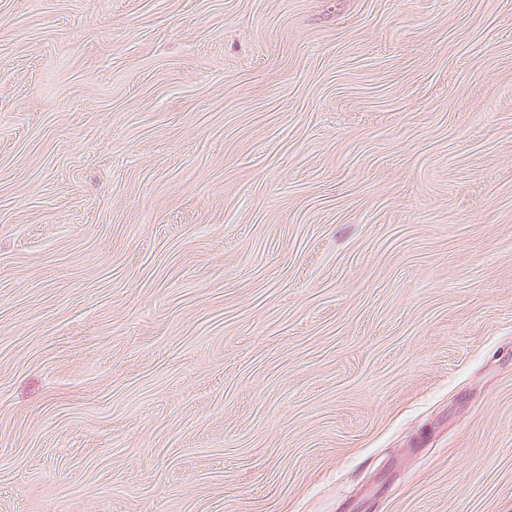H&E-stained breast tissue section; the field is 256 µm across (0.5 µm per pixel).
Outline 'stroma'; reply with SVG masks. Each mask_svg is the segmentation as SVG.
<instances>
[{
	"label": "stroma",
	"mask_w": 512,
	"mask_h": 512,
	"mask_svg": "<svg viewBox=\"0 0 512 512\" xmlns=\"http://www.w3.org/2000/svg\"><path fill=\"white\" fill-rule=\"evenodd\" d=\"M0 512H512V0H0Z\"/></svg>",
	"instance_id": "35a3bbf8"
}]
</instances>
